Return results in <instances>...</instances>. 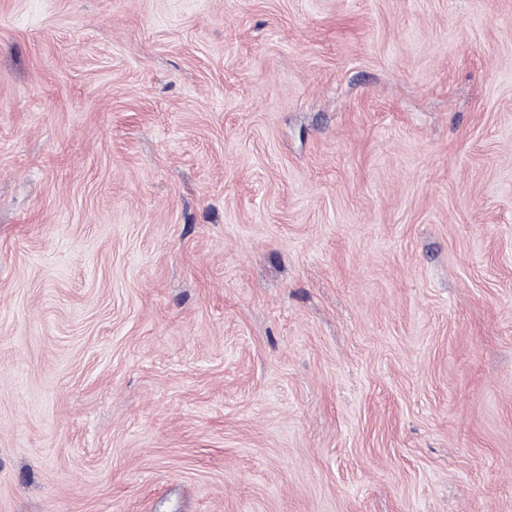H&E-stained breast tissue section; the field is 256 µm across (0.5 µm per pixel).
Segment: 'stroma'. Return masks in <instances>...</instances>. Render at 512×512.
I'll use <instances>...</instances> for the list:
<instances>
[{
  "label": "stroma",
  "instance_id": "1",
  "mask_svg": "<svg viewBox=\"0 0 512 512\" xmlns=\"http://www.w3.org/2000/svg\"><path fill=\"white\" fill-rule=\"evenodd\" d=\"M0 512H512V0H0Z\"/></svg>",
  "mask_w": 512,
  "mask_h": 512
}]
</instances>
